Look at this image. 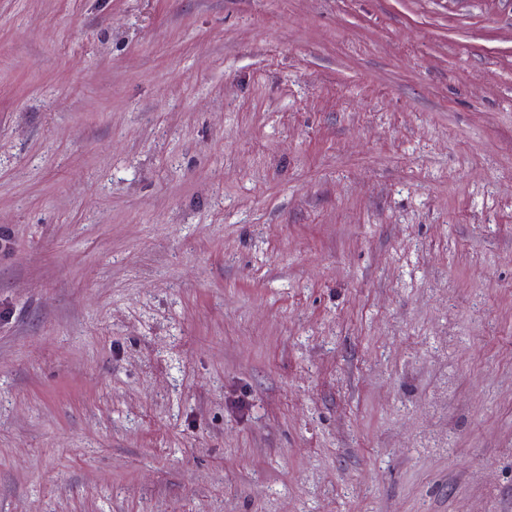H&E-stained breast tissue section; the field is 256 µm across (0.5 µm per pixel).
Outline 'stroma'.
<instances>
[{
    "label": "stroma",
    "instance_id": "obj_1",
    "mask_svg": "<svg viewBox=\"0 0 512 512\" xmlns=\"http://www.w3.org/2000/svg\"><path fill=\"white\" fill-rule=\"evenodd\" d=\"M0 512H512V0H0Z\"/></svg>",
    "mask_w": 512,
    "mask_h": 512
}]
</instances>
